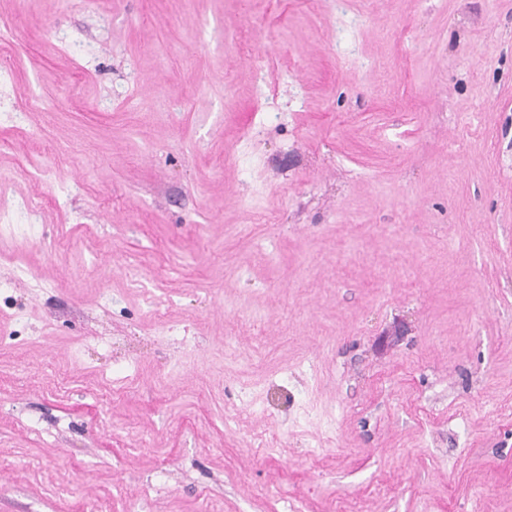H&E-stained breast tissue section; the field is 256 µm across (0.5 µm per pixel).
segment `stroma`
Returning <instances> with one entry per match:
<instances>
[{"mask_svg":"<svg viewBox=\"0 0 512 512\" xmlns=\"http://www.w3.org/2000/svg\"><path fill=\"white\" fill-rule=\"evenodd\" d=\"M3 26L0 512H512V0ZM39 206L32 201H26L17 215V228L21 230L24 238L31 237L38 232Z\"/></svg>","mask_w":512,"mask_h":512,"instance_id":"35a3bbf8","label":"stroma"}]
</instances>
